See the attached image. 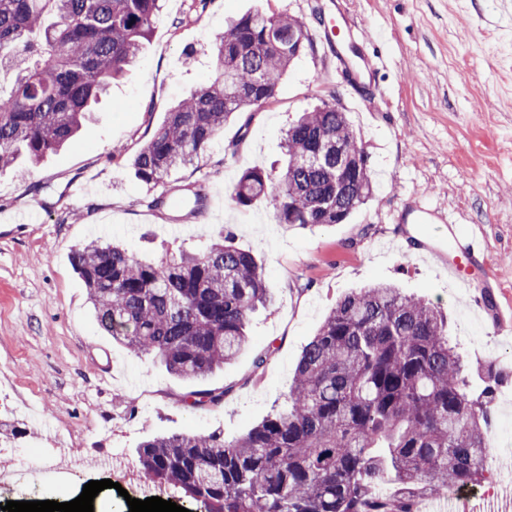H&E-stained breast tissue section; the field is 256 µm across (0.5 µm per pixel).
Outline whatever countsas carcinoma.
Instances as JSON below:
<instances>
[{
	"mask_svg": "<svg viewBox=\"0 0 512 512\" xmlns=\"http://www.w3.org/2000/svg\"><path fill=\"white\" fill-rule=\"evenodd\" d=\"M160 0H0V68L16 81L0 91V168L22 155L38 162L70 143L113 79L137 59L153 31ZM295 19L244 14L212 48L215 78L173 110L135 156V177L158 185L193 164L224 124L262 109L290 63ZM361 166L340 178L336 142ZM320 163L303 158L322 144ZM286 162L274 177L245 170L230 189L241 206L263 205L278 223L345 222L372 195L365 153L345 112H305L283 138ZM192 212L205 189L183 186ZM72 265L103 329L134 355L197 382L224 367L248 342L251 313L270 303L262 265L222 235L201 252L158 261L91 242ZM498 372L478 393L468 388L448 340V317L391 284L351 291L336 301L304 347L283 409L233 440L224 433L171 434L143 441L138 472L146 482L202 497L207 512H419L416 495H441L486 479ZM229 390H195V409L224 402ZM386 471L396 496L376 492Z\"/></svg>",
	"mask_w": 512,
	"mask_h": 512,
	"instance_id": "1",
	"label": "carcinoma"
}]
</instances>
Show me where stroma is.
Wrapping results in <instances>:
<instances>
[{
  "instance_id": "stroma-1",
  "label": "stroma",
  "mask_w": 512,
  "mask_h": 512,
  "mask_svg": "<svg viewBox=\"0 0 512 512\" xmlns=\"http://www.w3.org/2000/svg\"><path fill=\"white\" fill-rule=\"evenodd\" d=\"M249 11L299 20L311 44L249 124L228 122L192 166L166 178L205 185L207 221L151 208L162 186L139 181L131 160L169 109L212 75L209 47L225 21ZM324 22L381 36L387 67L364 87V111L336 72L335 47L314 36ZM325 102L346 112L362 144L371 199L346 223L312 227L238 205L229 187L252 167L278 173L288 125ZM424 204L451 212L459 234L481 238L485 257L469 276L490 278L489 289L467 293L449 276L436 255L447 229L422 227ZM226 231L262 264L273 303L253 314L236 359L200 385L228 389L224 402L195 410L185 397L197 385L153 356H133L99 327L70 257L101 239L157 259L201 251ZM378 283L447 313L473 386L495 365L502 377L489 437L512 439V337L498 334L492 317L512 304V0H208L203 8L162 0L136 64L77 139L30 165L26 179L0 171V465L30 447L46 456L66 448L81 461L64 479L0 488V503H62L109 479L94 512H126L116 490L123 475L103 468L105 456L118 450L134 465L138 445L157 435H242L284 405L302 348L337 298Z\"/></svg>"
}]
</instances>
